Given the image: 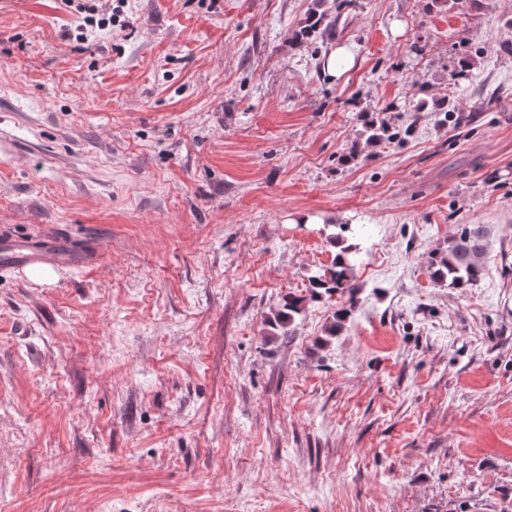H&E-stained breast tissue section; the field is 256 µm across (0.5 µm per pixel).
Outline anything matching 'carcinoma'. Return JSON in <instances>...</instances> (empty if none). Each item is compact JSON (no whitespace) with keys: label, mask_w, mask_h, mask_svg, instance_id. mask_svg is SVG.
<instances>
[{"label":"carcinoma","mask_w":512,"mask_h":512,"mask_svg":"<svg viewBox=\"0 0 512 512\" xmlns=\"http://www.w3.org/2000/svg\"><path fill=\"white\" fill-rule=\"evenodd\" d=\"M338 18H330L329 11L324 10L311 15L300 35L308 36L320 28L332 30ZM364 146L368 147L380 141L400 138V132L382 120L370 118L363 133ZM337 231L332 233L333 244H343L330 268L314 275L309 281L311 295H319V290L334 294L340 290H352L355 256L357 245L345 244L350 238L360 234V228L353 224H337ZM493 237V229L488 224H458L456 231L448 238V246L437 250L429 256L428 264L432 279L438 283H446L451 288H467L477 283L486 272L484 258L487 255ZM306 297L289 295L284 299L282 309L276 314L272 326L282 328L291 324L295 316L305 309Z\"/></svg>","instance_id":"obj_1"}]
</instances>
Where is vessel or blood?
<instances>
[{
    "instance_id": "vessel-or-blood-1",
    "label": "vessel or blood",
    "mask_w": 512,
    "mask_h": 512,
    "mask_svg": "<svg viewBox=\"0 0 512 512\" xmlns=\"http://www.w3.org/2000/svg\"><path fill=\"white\" fill-rule=\"evenodd\" d=\"M98 255L96 244L77 247L71 240L53 233L24 237L0 231V274L26 268H48L62 273L88 267Z\"/></svg>"
}]
</instances>
